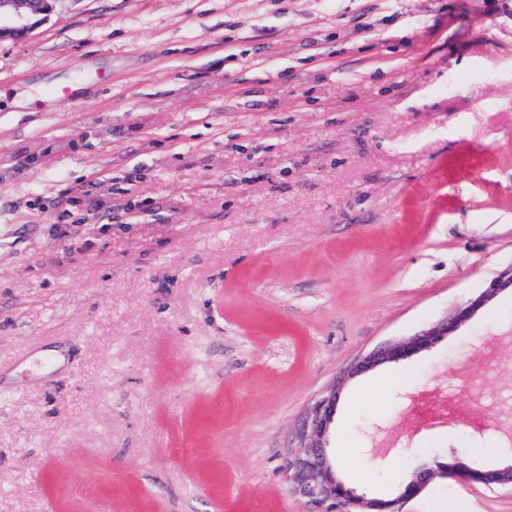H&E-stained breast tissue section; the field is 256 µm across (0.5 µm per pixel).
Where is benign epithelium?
<instances>
[{"instance_id": "benign-epithelium-1", "label": "benign epithelium", "mask_w": 512, "mask_h": 512, "mask_svg": "<svg viewBox=\"0 0 512 512\" xmlns=\"http://www.w3.org/2000/svg\"><path fill=\"white\" fill-rule=\"evenodd\" d=\"M50 2L51 0H0V42L22 40L29 36L40 22V16L50 12ZM509 288H512V269L501 273L474 299L457 308L451 318L411 338L378 349L363 360L360 368L398 362L415 352L432 347ZM343 383L342 379L335 382L309 408L297 432L301 451L289 453L288 481L291 491L314 504L315 512H402L401 505L421 494L429 481L437 476L512 487V462L498 469L486 470L478 461L454 454L449 461L422 464L408 482L400 485L388 497H370L347 486L336 476L328 453L330 429Z\"/></svg>"}]
</instances>
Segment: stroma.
I'll use <instances>...</instances> for the list:
<instances>
[{
  "instance_id": "35a3bbf8",
  "label": "stroma",
  "mask_w": 512,
  "mask_h": 512,
  "mask_svg": "<svg viewBox=\"0 0 512 512\" xmlns=\"http://www.w3.org/2000/svg\"><path fill=\"white\" fill-rule=\"evenodd\" d=\"M511 266L512 0H53L0 43V512H306L288 453L341 379L349 486L497 468L512 291L359 365ZM34 345L67 370L11 368ZM442 504L512 489L402 509ZM509 288H512V268L492 280L488 287L474 299L467 302L464 306L457 308L449 320L447 318L420 334L390 343L378 349L363 360L360 368L366 369L384 363L399 362L415 352L432 347L444 336H448L449 333L456 331L461 325L469 321L478 310L499 293Z\"/></svg>"
}]
</instances>
